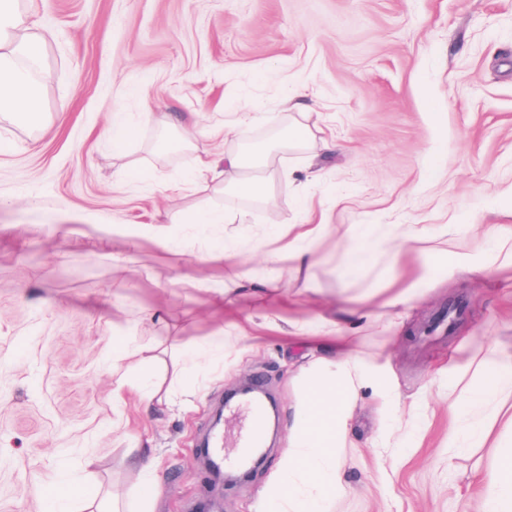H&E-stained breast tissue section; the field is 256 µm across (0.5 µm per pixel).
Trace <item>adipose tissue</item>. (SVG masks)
Masks as SVG:
<instances>
[{"mask_svg":"<svg viewBox=\"0 0 512 512\" xmlns=\"http://www.w3.org/2000/svg\"><path fill=\"white\" fill-rule=\"evenodd\" d=\"M23 25L18 0H0V112L32 120L41 112L39 83L32 73L41 68L42 54L39 40L24 35ZM268 152L260 143L248 156L206 153L199 157L195 175L222 183L240 196L261 198L266 194L264 183L248 176L247 170L259 166ZM357 319V310L341 306L328 315L288 323L289 335L308 344L312 362L298 383L288 447L264 491L262 512H332V504L345 492L342 454L361 390H370L385 407L396 403L386 360L367 361L353 352L346 327ZM473 367L479 372L477 381L458 389L457 374ZM445 382V398L455 415L448 427L449 447L464 437L480 444L487 441L484 427L459 421L487 396L505 407L501 428L512 433V350L471 348L456 375L446 376ZM478 512H512V448H497Z\"/></svg>","mask_w":512,"mask_h":512,"instance_id":"obj_1","label":"adipose tissue"}]
</instances>
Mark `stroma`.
Returning <instances> with one entry per match:
<instances>
[{
    "label": "stroma",
    "mask_w": 512,
    "mask_h": 512,
    "mask_svg": "<svg viewBox=\"0 0 512 512\" xmlns=\"http://www.w3.org/2000/svg\"><path fill=\"white\" fill-rule=\"evenodd\" d=\"M41 45L42 117L0 113V512H45L64 475L90 467L101 512H256L288 442V409L306 349L289 319L315 303L350 302L360 356L384 355L419 433L390 428L371 392L353 411L334 512H475L495 451L446 446L451 414L436 371L475 346L512 348V0H21ZM301 92L319 112L314 138L292 147ZM258 113L243 134L210 140L239 104ZM135 134L112 150V117ZM266 136L256 175L264 199L189 181L197 149L240 150ZM145 172L129 180L125 170ZM218 210L221 224L187 217ZM328 220L315 260L276 256L298 225ZM355 224H416L418 243L382 247L342 273ZM166 229L164 241L150 226ZM494 271H446L440 252L487 253ZM233 252L215 260L220 246ZM292 297L267 310L254 339L213 305L232 290L238 321L257 311L233 271ZM421 282L393 335L389 301ZM159 310L160 319H143ZM222 333L230 355L186 366L185 347ZM128 339L127 386L115 392L112 338ZM152 357L170 409L149 402L138 347ZM275 396L279 430L257 470L212 481L197 455L224 394L246 380ZM159 458L162 481L140 501L131 459Z\"/></svg>",
    "instance_id": "35a3bbf8"
}]
</instances>
